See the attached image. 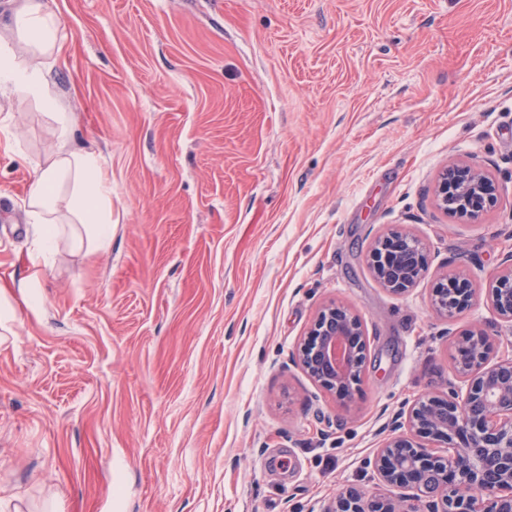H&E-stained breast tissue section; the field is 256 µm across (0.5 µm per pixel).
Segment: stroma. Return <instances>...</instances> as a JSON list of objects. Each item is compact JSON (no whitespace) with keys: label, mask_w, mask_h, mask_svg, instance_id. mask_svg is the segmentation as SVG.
I'll list each match as a JSON object with an SVG mask.
<instances>
[{"label":"stroma","mask_w":512,"mask_h":512,"mask_svg":"<svg viewBox=\"0 0 512 512\" xmlns=\"http://www.w3.org/2000/svg\"><path fill=\"white\" fill-rule=\"evenodd\" d=\"M68 51L50 87L112 182V246L61 243L41 315L18 291L0 342V512H322L401 405L442 395L441 272L483 283L512 248V0H47ZM0 281L58 124L0 96ZM485 167L481 220L433 188ZM429 274L403 294L367 264L390 231ZM353 307L364 380L340 399L289 362L315 312Z\"/></svg>","instance_id":"obj_1"}]
</instances>
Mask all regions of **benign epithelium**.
Returning <instances> with one entry per match:
<instances>
[{"instance_id":"benign-epithelium-1","label":"benign epithelium","mask_w":512,"mask_h":512,"mask_svg":"<svg viewBox=\"0 0 512 512\" xmlns=\"http://www.w3.org/2000/svg\"><path fill=\"white\" fill-rule=\"evenodd\" d=\"M499 186L475 164H454L442 174L435 197L445 212L472 220L498 201ZM368 265L381 287L403 294L428 273L427 252L412 236L379 237ZM484 295L492 313L512 328V252L489 275ZM476 288L466 277L443 274L431 307L451 318L472 307ZM454 379L441 396L404 404L393 435L366 466L377 484L409 495L370 496L350 486L324 512H512V340L502 343L484 325L448 331ZM366 337L345 304L318 310L292 364L327 393L347 398L364 376Z\"/></svg>"}]
</instances>
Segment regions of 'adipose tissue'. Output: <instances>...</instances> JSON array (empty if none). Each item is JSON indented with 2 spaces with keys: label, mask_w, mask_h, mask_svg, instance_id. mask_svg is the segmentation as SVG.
<instances>
[{
  "label": "adipose tissue",
  "mask_w": 512,
  "mask_h": 512,
  "mask_svg": "<svg viewBox=\"0 0 512 512\" xmlns=\"http://www.w3.org/2000/svg\"><path fill=\"white\" fill-rule=\"evenodd\" d=\"M58 28V16L46 0H15L10 13L0 18V94L39 101L59 125L57 144L45 162L34 167L22 200L35 236L14 286L35 315L43 310L36 289L52 271L66 233L57 208L61 191L70 194L72 223L85 228L84 236L75 237V245H87L91 256L112 245V185L96 154L75 146L74 120L62 111L45 75L49 61L61 57L64 49Z\"/></svg>",
  "instance_id": "ef3b65f1"
}]
</instances>
